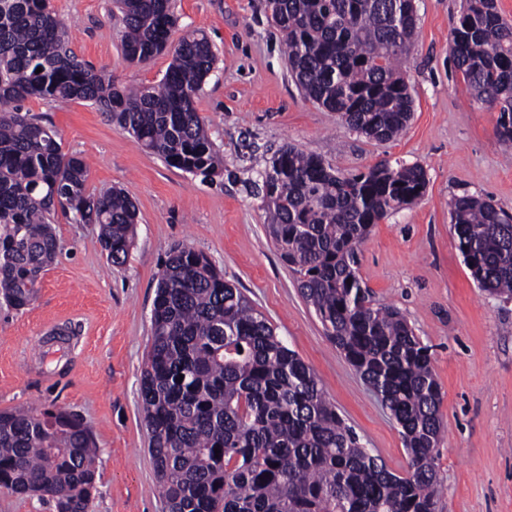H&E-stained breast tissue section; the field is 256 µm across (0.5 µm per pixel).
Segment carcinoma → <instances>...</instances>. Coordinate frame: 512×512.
<instances>
[{
	"mask_svg": "<svg viewBox=\"0 0 512 512\" xmlns=\"http://www.w3.org/2000/svg\"><path fill=\"white\" fill-rule=\"evenodd\" d=\"M412 2L267 0V7L304 97L387 141L413 112L400 72L417 29ZM116 3L127 63L171 54L159 84L118 86L80 60L50 0H0V296L15 309L32 301L40 272L56 257V206L100 225L116 266L136 224L124 189L87 192L85 160L22 113L24 100L90 102L168 166L204 181L218 174V150L195 106L216 60L209 39L201 31L172 39L173 0ZM451 52L475 101L498 110L499 143L512 147V26L495 0H463ZM427 182L418 164L341 176L286 145L270 158L260 187L268 234L298 275L300 293L400 426L406 474L390 472L360 443L271 323L204 253L183 246L158 274L140 384L169 512H436L433 452L444 423L430 347L398 310L375 302L358 271L372 227L419 200ZM450 216L478 287L511 300L512 214L489 198L462 196ZM96 455L74 414L0 411V489L52 500L57 512H88Z\"/></svg>",
	"mask_w": 512,
	"mask_h": 512,
	"instance_id": "carcinoma-1",
	"label": "carcinoma"
}]
</instances>
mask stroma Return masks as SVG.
<instances>
[{
	"instance_id": "1",
	"label": "stroma",
	"mask_w": 512,
	"mask_h": 512,
	"mask_svg": "<svg viewBox=\"0 0 512 512\" xmlns=\"http://www.w3.org/2000/svg\"><path fill=\"white\" fill-rule=\"evenodd\" d=\"M71 46L116 84L156 85L171 62L122 57L112 0H50ZM418 29L403 76L413 114L397 139L349 131L306 100L288 70L266 0H175L177 34L200 30L217 60L196 107L220 151L211 181L167 166L96 106L26 100L23 109L89 165L88 191L124 189L136 204L126 263L110 264L99 225L56 208L58 251L31 304L0 303V411L26 405L81 416L98 449L90 512H168L148 452L140 380L157 277L169 252L205 253L320 379L327 398L395 473L407 467L400 427L324 334L297 276L266 233L260 182L267 160L293 145L342 174L381 163L418 164L424 196L374 225L359 275L378 303L398 309L430 346L445 422L437 453V512H512V301L478 288L457 246L454 198L494 200L512 212V150L497 112L482 108L456 70L449 35L462 0H415Z\"/></svg>"
}]
</instances>
